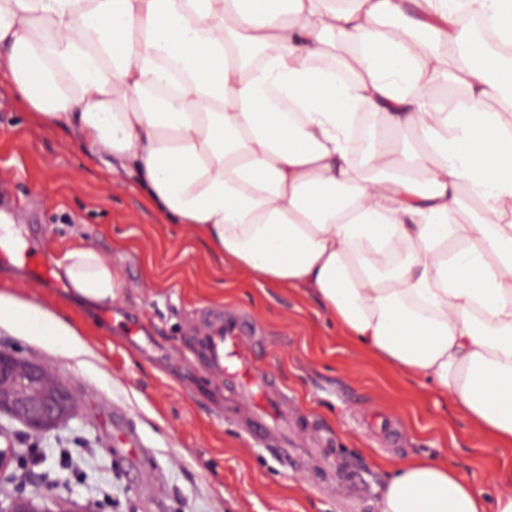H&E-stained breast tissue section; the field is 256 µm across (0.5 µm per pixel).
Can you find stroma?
Wrapping results in <instances>:
<instances>
[{
  "label": "stroma",
  "instance_id": "1",
  "mask_svg": "<svg viewBox=\"0 0 512 512\" xmlns=\"http://www.w3.org/2000/svg\"><path fill=\"white\" fill-rule=\"evenodd\" d=\"M2 203L16 231L38 229L55 256L95 250L119 277L112 308L144 333L129 343L125 325L103 323L72 288L23 283L0 267V290L83 323L89 349L69 358L0 328V349L43 363L78 403L75 418L38 436L0 418V448L39 455L28 481L10 467L0 499L39 491L92 512H376L388 469L413 455L448 461L489 498L512 496V447H488L448 395L342 340L302 292L218 266L187 225L168 223L127 178L103 175L28 116L1 78ZM213 310L256 323L260 346H243L303 414L302 460L282 462L244 432L248 393L189 369L191 338Z\"/></svg>",
  "mask_w": 512,
  "mask_h": 512
}]
</instances>
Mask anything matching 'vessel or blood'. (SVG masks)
Wrapping results in <instances>:
<instances>
[{
	"instance_id": "obj_1",
	"label": "vessel or blood",
	"mask_w": 512,
	"mask_h": 512,
	"mask_svg": "<svg viewBox=\"0 0 512 512\" xmlns=\"http://www.w3.org/2000/svg\"><path fill=\"white\" fill-rule=\"evenodd\" d=\"M21 266L29 280L56 285V267L52 254L45 249L25 248L15 253L0 245V266ZM250 320L237 312H214L206 319L202 335L192 343L199 364L213 381L254 394L258 403L245 423L247 432L259 445L277 446L280 456H287L284 438L297 416L288 408V395L279 379L270 371L257 367L253 354L242 350L243 337L251 331Z\"/></svg>"
}]
</instances>
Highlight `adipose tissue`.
<instances>
[{
    "instance_id": "1",
    "label": "adipose tissue",
    "mask_w": 512,
    "mask_h": 512,
    "mask_svg": "<svg viewBox=\"0 0 512 512\" xmlns=\"http://www.w3.org/2000/svg\"><path fill=\"white\" fill-rule=\"evenodd\" d=\"M0 77L221 264L301 290L512 447V0H0ZM445 83L458 98L435 102ZM60 266L111 302L95 251ZM0 327L86 352L77 326L2 292ZM376 512H512V497L414 456Z\"/></svg>"
}]
</instances>
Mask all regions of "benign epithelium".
Instances as JSON below:
<instances>
[{
	"label": "benign epithelium",
	"instance_id": "benign-epithelium-1",
	"mask_svg": "<svg viewBox=\"0 0 512 512\" xmlns=\"http://www.w3.org/2000/svg\"><path fill=\"white\" fill-rule=\"evenodd\" d=\"M77 411L69 386L40 362L0 350V417L20 423L30 435L66 424ZM0 512H52L40 492L0 500Z\"/></svg>",
	"mask_w": 512,
	"mask_h": 512
}]
</instances>
